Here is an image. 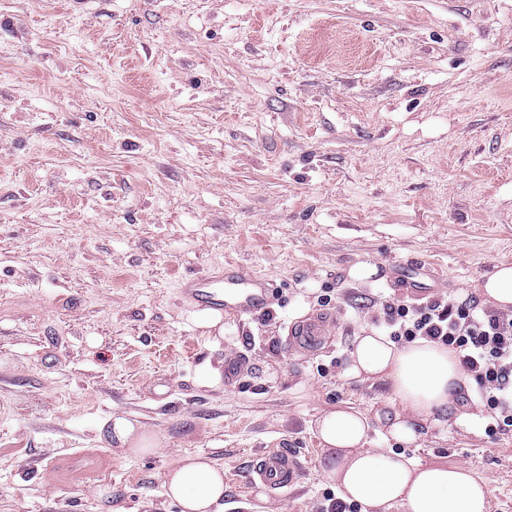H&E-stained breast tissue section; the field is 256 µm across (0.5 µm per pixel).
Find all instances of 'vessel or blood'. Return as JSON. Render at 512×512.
<instances>
[{
  "instance_id": "1",
  "label": "vessel or blood",
  "mask_w": 512,
  "mask_h": 512,
  "mask_svg": "<svg viewBox=\"0 0 512 512\" xmlns=\"http://www.w3.org/2000/svg\"><path fill=\"white\" fill-rule=\"evenodd\" d=\"M394 285L413 299L423 298L430 291L413 270L405 268L397 269ZM180 295L196 308L240 319L267 311L274 289L267 277L228 262L218 271L182 281ZM335 325L336 317L331 313L295 321L288 327V345L298 352L318 353ZM300 475V465L293 456L267 449L253 460L248 483L268 495L279 496L297 485Z\"/></svg>"
}]
</instances>
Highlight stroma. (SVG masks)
Here are the masks:
<instances>
[{
  "label": "stroma",
  "instance_id": "stroma-1",
  "mask_svg": "<svg viewBox=\"0 0 512 512\" xmlns=\"http://www.w3.org/2000/svg\"><path fill=\"white\" fill-rule=\"evenodd\" d=\"M227 260L272 310L207 328L179 284ZM419 262L460 301L512 263V0H0V512H179L187 455L223 466L224 512H319L315 422L350 406L368 448L466 466L512 512V436L469 386L412 446L387 382L346 375ZM231 351L240 385L201 384ZM272 446L304 466L281 499L245 490ZM335 326L336 316L331 313L295 321L288 327V346L291 350L316 354ZM112 432L118 442L134 455L151 452L160 443L157 435L140 431L134 422L121 416L112 418Z\"/></svg>",
  "mask_w": 512,
  "mask_h": 512
}]
</instances>
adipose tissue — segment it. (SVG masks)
<instances>
[{"mask_svg": "<svg viewBox=\"0 0 512 512\" xmlns=\"http://www.w3.org/2000/svg\"><path fill=\"white\" fill-rule=\"evenodd\" d=\"M347 374L388 382L404 414L389 429L408 445L416 444L420 425L467 382L454 351L424 339L400 347L373 331L357 336ZM322 446L332 451L330 479L342 498L363 512H488L489 491L467 468L422 464L402 454L366 449L368 419L352 408L328 411L316 421ZM165 495L181 512H224V469L201 455L185 456L168 470Z\"/></svg>", "mask_w": 512, "mask_h": 512, "instance_id": "ef3b65f1", "label": "adipose tissue"}]
</instances>
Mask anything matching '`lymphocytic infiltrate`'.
<instances>
[{"label":"lymphocytic infiltrate","instance_id":"lymphocytic-infiltrate-1","mask_svg":"<svg viewBox=\"0 0 512 512\" xmlns=\"http://www.w3.org/2000/svg\"><path fill=\"white\" fill-rule=\"evenodd\" d=\"M380 327L400 345L426 339L456 351L471 381L469 400L486 412V435L495 440L512 432V311L468 299H406L385 304Z\"/></svg>","mask_w":512,"mask_h":512}]
</instances>
